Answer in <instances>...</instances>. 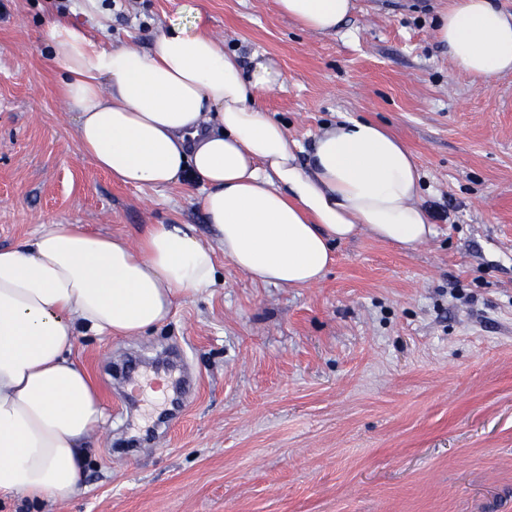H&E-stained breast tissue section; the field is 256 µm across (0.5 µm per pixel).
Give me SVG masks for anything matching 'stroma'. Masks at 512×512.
I'll return each instance as SVG.
<instances>
[{
	"label": "stroma",
	"instance_id": "35a3bbf8",
	"mask_svg": "<svg viewBox=\"0 0 512 512\" xmlns=\"http://www.w3.org/2000/svg\"><path fill=\"white\" fill-rule=\"evenodd\" d=\"M0 0V247L52 224L135 237L146 224L213 234L201 185H122L85 157L43 31L56 12L98 44L149 48L200 9L243 65L286 76L261 107L307 160L344 115L411 149L436 236L412 251L337 244L311 288L251 281L225 258L214 288L178 297L141 336L78 337L105 405L66 503L0 497V512H512V72L483 82L435 40L441 0H356L330 35L273 0ZM190 382L156 395L172 352Z\"/></svg>",
	"mask_w": 512,
	"mask_h": 512
}]
</instances>
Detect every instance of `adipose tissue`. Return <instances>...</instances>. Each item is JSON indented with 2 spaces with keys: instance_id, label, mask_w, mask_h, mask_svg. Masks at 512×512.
Segmentation results:
<instances>
[{
  "instance_id": "adipose-tissue-1",
  "label": "adipose tissue",
  "mask_w": 512,
  "mask_h": 512,
  "mask_svg": "<svg viewBox=\"0 0 512 512\" xmlns=\"http://www.w3.org/2000/svg\"><path fill=\"white\" fill-rule=\"evenodd\" d=\"M302 30L336 32L355 0H274ZM438 43L466 74L512 71V12L448 0ZM44 40L63 73L81 151L136 187L197 180L215 245L189 224H147L136 239L55 224L0 248V494L70 500L83 478L103 399L73 357L80 333L137 336L164 324L181 295L213 287L216 249L253 282L310 288L333 245L367 234L405 249L435 228L404 142L379 123L341 118L300 163L285 125L259 104L284 75L272 59L244 68L206 30L168 21L149 50L101 46L65 17Z\"/></svg>"
}]
</instances>
